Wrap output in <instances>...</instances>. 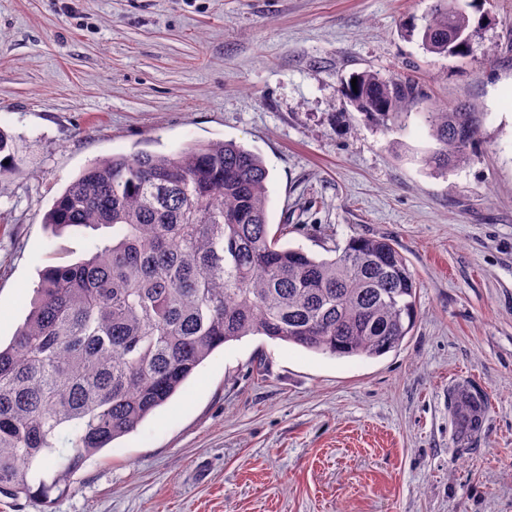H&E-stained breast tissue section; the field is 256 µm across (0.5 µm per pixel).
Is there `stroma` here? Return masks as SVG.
Here are the masks:
<instances>
[{
  "label": "stroma",
  "instance_id": "stroma-1",
  "mask_svg": "<svg viewBox=\"0 0 512 512\" xmlns=\"http://www.w3.org/2000/svg\"><path fill=\"white\" fill-rule=\"evenodd\" d=\"M433 0H0V341L42 269L91 231L44 216L88 163L235 141L269 170L268 220L322 258L384 237L418 284L417 320L377 358L264 336L225 344L137 431L88 457L50 502L0 512H512V0H483L467 58L424 52ZM373 70L486 118L445 173L418 116L392 130L346 104ZM491 408L456 440L451 398Z\"/></svg>",
  "mask_w": 512,
  "mask_h": 512
}]
</instances>
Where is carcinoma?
<instances>
[{"label":"carcinoma","mask_w":512,"mask_h":512,"mask_svg":"<svg viewBox=\"0 0 512 512\" xmlns=\"http://www.w3.org/2000/svg\"><path fill=\"white\" fill-rule=\"evenodd\" d=\"M481 0H433L422 49L465 58ZM342 94L389 129L418 112L436 147L425 165L448 171L480 144L484 113L461 103L427 111L426 86L363 71ZM0 131V177L12 173ZM269 170L232 142L189 143L89 163L57 196L44 223L112 229L91 255L51 266L10 342L0 344V495L63 493L81 461L138 429L218 348L266 336L336 357L398 349L417 317L415 279L385 238L353 237L331 259L282 242L268 222ZM483 392L453 394L459 442L482 430ZM73 454L56 470L60 433Z\"/></svg>","instance_id":"cac0c4a2"}]
</instances>
